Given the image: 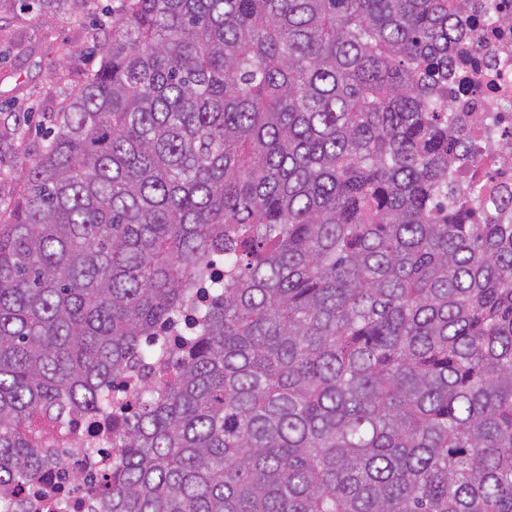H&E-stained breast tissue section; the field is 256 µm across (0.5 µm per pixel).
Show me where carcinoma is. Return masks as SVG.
<instances>
[{"label": "carcinoma", "mask_w": 512, "mask_h": 512, "mask_svg": "<svg viewBox=\"0 0 512 512\" xmlns=\"http://www.w3.org/2000/svg\"><path fill=\"white\" fill-rule=\"evenodd\" d=\"M0 215V484L112 422L101 512H512V223L454 161L460 0H117ZM197 326L198 316L194 307L189 306L181 315L162 325L159 333L172 344H177L185 336H190Z\"/></svg>", "instance_id": "obj_1"}]
</instances>
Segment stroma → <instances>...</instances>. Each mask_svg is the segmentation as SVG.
<instances>
[{
	"label": "stroma",
	"mask_w": 512,
	"mask_h": 512,
	"mask_svg": "<svg viewBox=\"0 0 512 512\" xmlns=\"http://www.w3.org/2000/svg\"><path fill=\"white\" fill-rule=\"evenodd\" d=\"M113 0L80 7L23 8L0 0V212L27 183L28 160L53 127L65 87L99 65L96 43L112 24Z\"/></svg>",
	"instance_id": "stroma-1"
}]
</instances>
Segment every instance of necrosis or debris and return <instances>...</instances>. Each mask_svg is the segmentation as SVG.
<instances>
[{"label":"necrosis or debris","instance_id":"obj_1","mask_svg":"<svg viewBox=\"0 0 512 512\" xmlns=\"http://www.w3.org/2000/svg\"><path fill=\"white\" fill-rule=\"evenodd\" d=\"M481 3L462 0L459 23L465 34L452 46L448 109L462 116L471 154L459 168L461 180L480 187L489 205L512 206V158L502 152L512 143V26L483 22ZM89 439L110 444L112 430L75 419L65 440L49 444L51 451L65 456V466L49 471L28 490L0 485V512H42L40 503L52 486L68 492L67 512H96L90 497L77 489L100 478V467L89 465L80 452Z\"/></svg>","mask_w":512,"mask_h":512}]
</instances>
